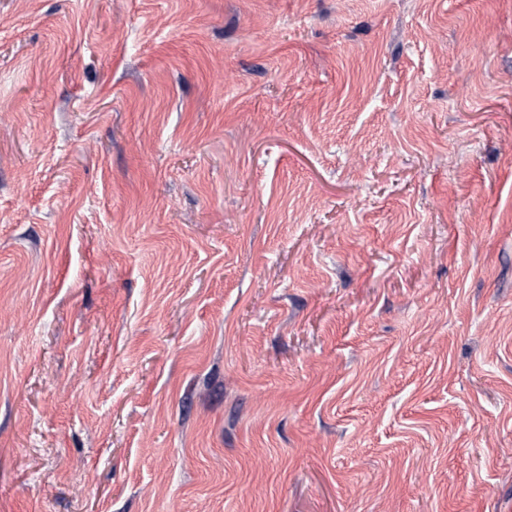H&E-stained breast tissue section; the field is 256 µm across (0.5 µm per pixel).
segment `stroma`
Here are the masks:
<instances>
[{"mask_svg":"<svg viewBox=\"0 0 512 512\" xmlns=\"http://www.w3.org/2000/svg\"><path fill=\"white\" fill-rule=\"evenodd\" d=\"M0 512H512V0H0Z\"/></svg>","mask_w":512,"mask_h":512,"instance_id":"stroma-1","label":"stroma"}]
</instances>
